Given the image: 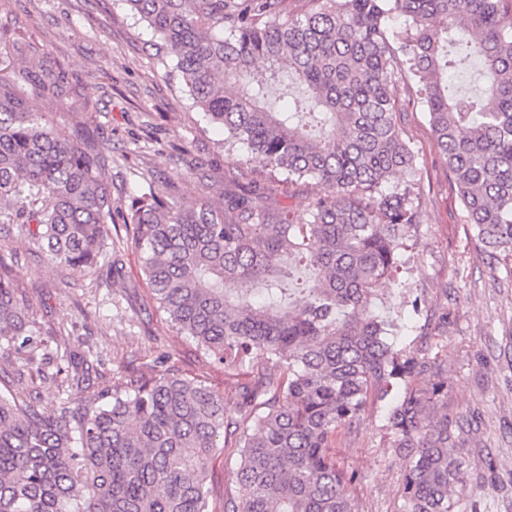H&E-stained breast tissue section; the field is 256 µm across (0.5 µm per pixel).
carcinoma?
Masks as SVG:
<instances>
[{"label":"carcinoma","mask_w":512,"mask_h":512,"mask_svg":"<svg viewBox=\"0 0 512 512\" xmlns=\"http://www.w3.org/2000/svg\"><path fill=\"white\" fill-rule=\"evenodd\" d=\"M154 30L155 58L209 123L231 161L224 207L183 209L148 187L122 210L108 163L41 101L65 72L0 73V224H20L52 265L82 272L107 256L109 226L132 236L171 323L228 367H261L224 397L168 370L132 372L85 394L101 355L69 358L68 397L50 413L0 378V512H210L219 440L239 449L232 512H355L337 466L338 433L383 411L405 461L399 512H458L463 460L440 413L447 369L402 342L408 329L370 310L413 259L417 154L396 97L417 86L466 222L483 248L512 254V0H123ZM248 151L241 170L235 151ZM319 189L293 214L258 175ZM300 265L297 288L283 279ZM410 318L418 289L397 282ZM30 304L0 270V353L35 363L44 340Z\"/></svg>","instance_id":"1"}]
</instances>
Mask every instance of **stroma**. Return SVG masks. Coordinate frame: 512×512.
Listing matches in <instances>:
<instances>
[{
  "instance_id": "stroma-1",
  "label": "stroma",
  "mask_w": 512,
  "mask_h": 512,
  "mask_svg": "<svg viewBox=\"0 0 512 512\" xmlns=\"http://www.w3.org/2000/svg\"><path fill=\"white\" fill-rule=\"evenodd\" d=\"M0 34L26 45L24 65L62 68L64 92L44 112L58 128L85 129L89 143L109 158L114 206L148 187L185 207L207 198L224 202L229 162L217 147L223 131L207 123L183 88L151 57L157 37L119 0H0ZM417 153L421 236L410 270L423 294L427 335L408 339L447 357L448 396L443 411L460 427L465 486L461 512H512V256L486 253L463 219L425 112L401 117ZM121 271L104 286L106 267L75 273L47 264L19 225L0 224V264L24 291L37 321L50 330L38 358L45 377L27 376L24 391L44 411L63 399L66 367L60 346L89 335L105 359L90 375V391L111 386L126 367L163 366L195 377L223 395L229 418H239L244 371L206 358L155 303L130 231L117 225ZM377 407L357 427L338 434L336 459L356 479L346 492L358 512H397L404 460ZM236 449H217L208 466L215 512L236 496Z\"/></svg>"
}]
</instances>
